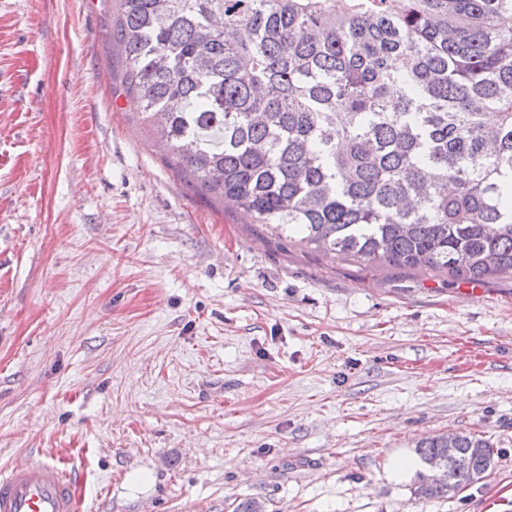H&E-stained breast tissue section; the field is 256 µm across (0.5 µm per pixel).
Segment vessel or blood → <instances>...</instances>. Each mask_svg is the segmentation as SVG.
Wrapping results in <instances>:
<instances>
[{"instance_id":"1","label":"vessel or blood","mask_w":512,"mask_h":512,"mask_svg":"<svg viewBox=\"0 0 512 512\" xmlns=\"http://www.w3.org/2000/svg\"><path fill=\"white\" fill-rule=\"evenodd\" d=\"M78 477L53 459L28 457L0 474V512H79Z\"/></svg>"}]
</instances>
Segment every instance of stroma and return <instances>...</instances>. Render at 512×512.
Returning <instances> with one entry per match:
<instances>
[{
    "mask_svg": "<svg viewBox=\"0 0 512 512\" xmlns=\"http://www.w3.org/2000/svg\"><path fill=\"white\" fill-rule=\"evenodd\" d=\"M118 8L0 0V472L74 464L80 512H512V275L308 251L177 175L115 93ZM448 431L494 470L387 479ZM448 433L417 446L420 459L430 467V462L439 459L447 469V480L435 484L431 472H419L414 493L425 500L448 499L465 488L481 481L495 466L493 447L474 434ZM455 453L448 460V457ZM420 469L417 457L407 451L395 453L387 467V475L396 481H407L411 479Z\"/></svg>",
    "mask_w": 512,
    "mask_h": 512,
    "instance_id": "35a3bbf8",
    "label": "stroma"
}]
</instances>
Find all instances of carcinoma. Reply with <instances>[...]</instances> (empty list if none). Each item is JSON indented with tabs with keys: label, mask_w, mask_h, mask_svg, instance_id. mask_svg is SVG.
I'll use <instances>...</instances> for the list:
<instances>
[{
	"label": "carcinoma",
	"mask_w": 512,
	"mask_h": 512,
	"mask_svg": "<svg viewBox=\"0 0 512 512\" xmlns=\"http://www.w3.org/2000/svg\"><path fill=\"white\" fill-rule=\"evenodd\" d=\"M120 5L121 85L179 175L325 256L512 274V0ZM418 454L447 469L425 500L495 466L474 434Z\"/></svg>",
	"instance_id": "1"
}]
</instances>
